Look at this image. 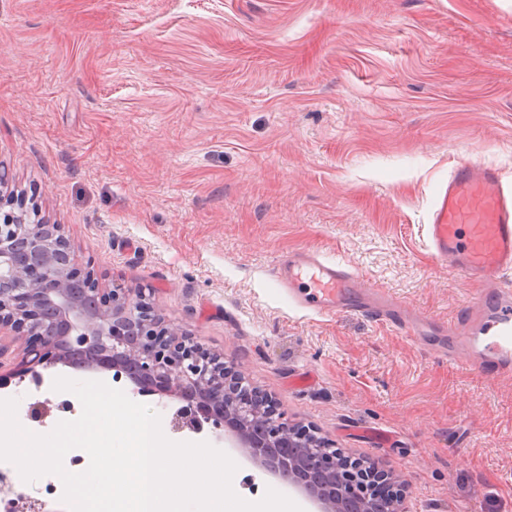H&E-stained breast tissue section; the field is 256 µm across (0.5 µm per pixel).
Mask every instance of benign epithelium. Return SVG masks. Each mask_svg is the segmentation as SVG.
<instances>
[{
    "instance_id": "benign-epithelium-1",
    "label": "benign epithelium",
    "mask_w": 512,
    "mask_h": 512,
    "mask_svg": "<svg viewBox=\"0 0 512 512\" xmlns=\"http://www.w3.org/2000/svg\"><path fill=\"white\" fill-rule=\"evenodd\" d=\"M4 206L0 197V337L25 334L26 364L18 379L41 377L38 366L72 367V357L86 353L84 372L124 375L140 392L179 398L173 431L230 430L268 473L279 472L270 450L302 441L288 461V486L315 512H404L401 495L379 491L398 483L397 476L341 458L309 430L280 422L271 397L243 387L240 367L224 366L221 357L165 324L145 295L107 291L93 270L78 269L59 225Z\"/></svg>"
}]
</instances>
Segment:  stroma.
<instances>
[{
  "instance_id": "stroma-1",
  "label": "stroma",
  "mask_w": 512,
  "mask_h": 512,
  "mask_svg": "<svg viewBox=\"0 0 512 512\" xmlns=\"http://www.w3.org/2000/svg\"><path fill=\"white\" fill-rule=\"evenodd\" d=\"M463 162L512 188V0H0L9 190L407 512H512V379L295 307L277 267L343 261L439 336L478 291L428 237Z\"/></svg>"
}]
</instances>
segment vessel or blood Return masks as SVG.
<instances>
[{
    "instance_id": "obj_1",
    "label": "vessel or blood",
    "mask_w": 512,
    "mask_h": 512,
    "mask_svg": "<svg viewBox=\"0 0 512 512\" xmlns=\"http://www.w3.org/2000/svg\"><path fill=\"white\" fill-rule=\"evenodd\" d=\"M428 234L435 259L483 284L512 272V190L492 167L459 164L438 189ZM279 286L294 302L318 311H355L385 322L410 341L425 340L422 324L389 306L385 292L359 294L353 275L338 263L310 250L289 255L280 269ZM447 331L460 352L475 349L486 372L512 376V289L480 292L464 315L449 322Z\"/></svg>"
}]
</instances>
